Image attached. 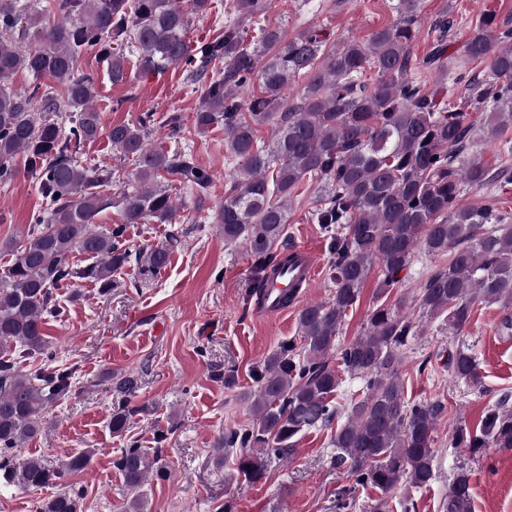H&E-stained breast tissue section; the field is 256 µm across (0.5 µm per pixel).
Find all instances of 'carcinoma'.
Returning a JSON list of instances; mask_svg holds the SVG:
<instances>
[{
	"mask_svg": "<svg viewBox=\"0 0 512 512\" xmlns=\"http://www.w3.org/2000/svg\"><path fill=\"white\" fill-rule=\"evenodd\" d=\"M419 2L396 0L395 22L327 52L321 28L290 36L281 27L259 25L270 0H232L234 21L195 48L187 37L191 18L211 9L212 0H52L48 7L41 0H0V184L12 182L22 168L46 201L0 273V484L52 490L37 512H84V491L62 479L87 469L95 451L57 461L22 452L42 432L46 410L76 392L73 372L55 364L46 334L47 319L60 313L53 289L89 280L110 292L112 272L139 259L126 226L174 224L179 206L170 188L194 191L200 210L211 187V175L191 152L150 146L149 112L108 132L119 159L133 161L131 175L81 165L78 151L98 138L101 113L94 78L79 61L94 50L108 61L112 83L128 82L124 54L114 52L117 41L137 56L145 75L179 68L193 81L204 80L195 124L203 132L224 124L228 160L235 165L215 223L224 243L244 245L254 260L255 292L267 271L288 262L287 246L279 243L299 187L310 178L319 181L311 216L329 235L331 296L299 311L303 346L283 342L257 366L256 387L246 394L255 422L224 432L212 449L214 465L221 468L234 455L236 480L267 478L272 463L297 456L303 435L339 418L335 398L346 375L360 381L361 398L336 428L334 461L355 484L377 491L371 512H386L404 484L429 487L445 406L407 401L400 377L421 329L399 309L380 304L360 336L341 344L339 334L373 265L383 294L419 253L447 263L425 277L415 305L456 336L470 325L477 305L512 303V215L497 195L479 206L462 200L472 188L512 185V169L490 168L474 156L483 138L512 125V25L490 15L472 25L461 54L487 71L451 104L445 101L451 74L446 37L454 20L443 15L435 25L436 45L423 64L439 78L428 87L414 77L418 63L411 54ZM253 24L259 37L251 42L246 34ZM221 60L224 69L207 74L208 65ZM20 72L35 83L15 88L11 78ZM45 78L59 91L42 89ZM252 82L258 92L243 101L236 97ZM469 108L482 112V123L468 120ZM64 109L66 126L57 119ZM260 126L271 129L266 145L256 137ZM123 179L122 223L101 229L96 218L112 206L106 189ZM75 251L96 264L74 267L69 258ZM169 252L164 245L153 248L148 262L160 270ZM35 357L40 365L22 368ZM444 367L455 381L482 387L480 364L465 344L448 350ZM107 383L126 395L137 379L127 373ZM508 402L505 394L488 409L478 431L458 430L456 446L472 452L512 448ZM135 412L125 404L113 410L112 434L128 431ZM155 440L152 452L135 441L119 449L114 465L133 492L124 512H144L138 491L150 473L164 477L159 462L167 434ZM473 499L470 473L461 467L448 484L444 512H472Z\"/></svg>",
	"mask_w": 512,
	"mask_h": 512,
	"instance_id": "carcinoma-1",
	"label": "carcinoma"
}]
</instances>
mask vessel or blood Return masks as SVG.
Listing matches in <instances>:
<instances>
[{
    "label": "vessel or blood",
    "instance_id": "1",
    "mask_svg": "<svg viewBox=\"0 0 512 512\" xmlns=\"http://www.w3.org/2000/svg\"><path fill=\"white\" fill-rule=\"evenodd\" d=\"M290 260L276 274L270 275L264 284V295L257 308L262 317L283 313L281 295L285 289L296 286L312 288L318 268L317 252L307 246H293L288 250Z\"/></svg>",
    "mask_w": 512,
    "mask_h": 512
}]
</instances>
